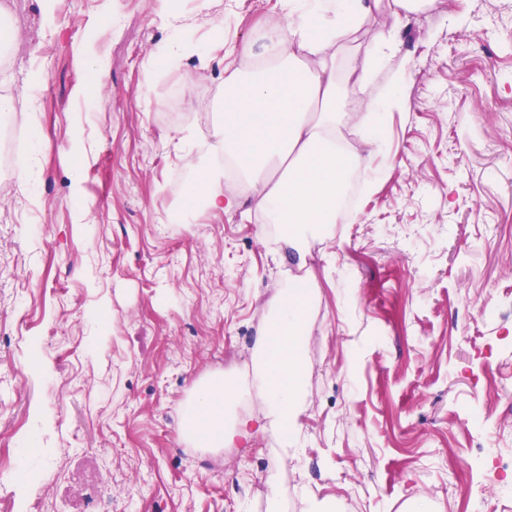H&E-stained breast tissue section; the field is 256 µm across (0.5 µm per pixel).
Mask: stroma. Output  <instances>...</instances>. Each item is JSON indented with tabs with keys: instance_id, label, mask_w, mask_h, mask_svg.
I'll use <instances>...</instances> for the list:
<instances>
[{
	"instance_id": "obj_1",
	"label": "stroma",
	"mask_w": 512,
	"mask_h": 512,
	"mask_svg": "<svg viewBox=\"0 0 512 512\" xmlns=\"http://www.w3.org/2000/svg\"><path fill=\"white\" fill-rule=\"evenodd\" d=\"M24 113L26 205L0 199V474L42 512H512V0H438L403 20L411 66L383 150L360 135L356 207L313 243L304 445L197 448L193 385L250 383L291 264L259 214L171 221L241 55L267 58L281 0H0ZM379 24L346 37L339 80ZM101 56L97 75L88 61Z\"/></svg>"
}]
</instances>
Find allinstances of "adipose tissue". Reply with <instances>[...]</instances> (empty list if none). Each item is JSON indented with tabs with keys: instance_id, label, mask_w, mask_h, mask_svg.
I'll return each mask as SVG.
<instances>
[{
	"instance_id": "1",
	"label": "adipose tissue",
	"mask_w": 512,
	"mask_h": 512,
	"mask_svg": "<svg viewBox=\"0 0 512 512\" xmlns=\"http://www.w3.org/2000/svg\"><path fill=\"white\" fill-rule=\"evenodd\" d=\"M381 0H283L284 23L266 29L276 53L265 63L241 58L225 83L212 138L190 162L204 191L200 208L228 213L251 202L266 223L286 225L282 244L306 263L310 241L325 234L340 211L351 171L359 157L342 133L348 123L379 129L389 110L402 104L409 63L390 70L382 97L359 100L349 109L338 89L336 55ZM435 0H392L371 54L352 73L367 85L377 62L392 58L396 30L409 15ZM233 161L239 189L224 190L225 172L215 156ZM314 298L309 280L289 281L269 302L270 318L253 358L260 388L259 414L233 418L234 381L221 376L200 380L181 411L179 433L202 448L250 441L256 434L277 436L283 459L301 444L304 395V341Z\"/></svg>"
}]
</instances>
